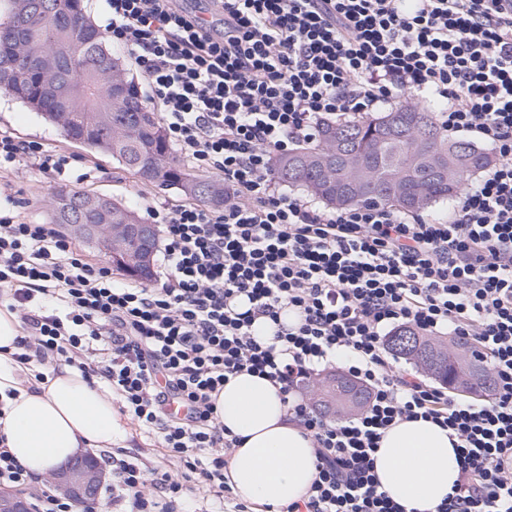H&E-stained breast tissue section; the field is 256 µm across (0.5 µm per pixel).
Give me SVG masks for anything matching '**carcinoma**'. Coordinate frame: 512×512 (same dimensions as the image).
I'll list each match as a JSON object with an SVG mask.
<instances>
[{"label": "carcinoma", "instance_id": "cac0c4a2", "mask_svg": "<svg viewBox=\"0 0 512 512\" xmlns=\"http://www.w3.org/2000/svg\"><path fill=\"white\" fill-rule=\"evenodd\" d=\"M7 2L12 21L6 31L21 25L24 29L10 46H0V58L15 63L0 88L60 125L68 141L112 156L141 181L176 186L199 202L224 203V183L192 173L169 146L156 113L143 103L139 83L107 49L82 0ZM54 70L61 82L49 90L42 84L43 74ZM490 164L486 150L448 137L434 105L407 102L361 118L322 121L313 141L275 158L273 171L282 184L301 187L332 208L367 204L415 213L452 199L467 176ZM51 206L56 224L115 228L143 223L131 207L85 191L62 190ZM123 244L126 260H112L113 267L151 281L153 266L140 264L143 241L125 233ZM406 334L416 332L404 328L390 336L391 351L429 371L432 360L443 362L438 378L448 385L478 369L490 372L464 348L449 357L424 338L419 351L397 347L396 339Z\"/></svg>", "mask_w": 512, "mask_h": 512}]
</instances>
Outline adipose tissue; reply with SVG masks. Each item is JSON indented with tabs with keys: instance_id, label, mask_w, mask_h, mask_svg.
Masks as SVG:
<instances>
[{
	"instance_id": "1",
	"label": "adipose tissue",
	"mask_w": 512,
	"mask_h": 512,
	"mask_svg": "<svg viewBox=\"0 0 512 512\" xmlns=\"http://www.w3.org/2000/svg\"><path fill=\"white\" fill-rule=\"evenodd\" d=\"M16 314L0 309V434L31 475L41 476L84 448L122 446L131 437L111 388L79 369H46L37 384L17 359ZM16 397H6V390ZM217 417L239 437L227 473L236 495L274 508L305 497L316 477L310 438L293 421L278 385L250 373L231 377L216 400ZM456 438L422 419L388 428L374 453L379 487L406 512H429L459 476Z\"/></svg>"
}]
</instances>
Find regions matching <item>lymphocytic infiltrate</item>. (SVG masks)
<instances>
[{
  "mask_svg": "<svg viewBox=\"0 0 512 512\" xmlns=\"http://www.w3.org/2000/svg\"><path fill=\"white\" fill-rule=\"evenodd\" d=\"M206 22L180 0H105L104 30L133 55L167 141L224 181L223 206L161 204L166 276L115 280L64 233L0 213V300L21 361L67 364L106 382L181 475L139 456L106 457L104 492L122 512H247L227 458L236 446L214 397L242 372L278 383L310 436L317 474L278 512H404L380 491L373 454L392 424L424 419L457 437L459 479L434 512H512V0H219ZM436 101L448 134L496 157L448 216L361 205L326 210L283 193L274 154L314 139L326 117L402 95ZM64 177L58 152L0 133V200L25 167ZM297 322L281 321L283 310ZM276 326L257 342V319ZM464 340L495 378L490 397L393 365L389 334ZM368 386L335 423L295 394L337 352ZM187 409L168 414L169 401Z\"/></svg>",
  "mask_w": 512,
  "mask_h": 512,
  "instance_id": "f902f5d3",
  "label": "lymphocytic infiltrate"
}]
</instances>
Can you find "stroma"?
<instances>
[{
    "instance_id": "obj_1",
    "label": "stroma",
    "mask_w": 512,
    "mask_h": 512,
    "mask_svg": "<svg viewBox=\"0 0 512 512\" xmlns=\"http://www.w3.org/2000/svg\"><path fill=\"white\" fill-rule=\"evenodd\" d=\"M26 141H35L59 149L70 173L67 185L72 190L101 194L134 205L140 216L162 202L169 206L186 203V195L175 188L145 184L127 173L111 157L89 153L64 138L55 124L46 122L10 93L0 90V131ZM50 174L28 170L17 180L16 197L22 203L26 222L47 224L51 221L50 202L64 187Z\"/></svg>"
}]
</instances>
